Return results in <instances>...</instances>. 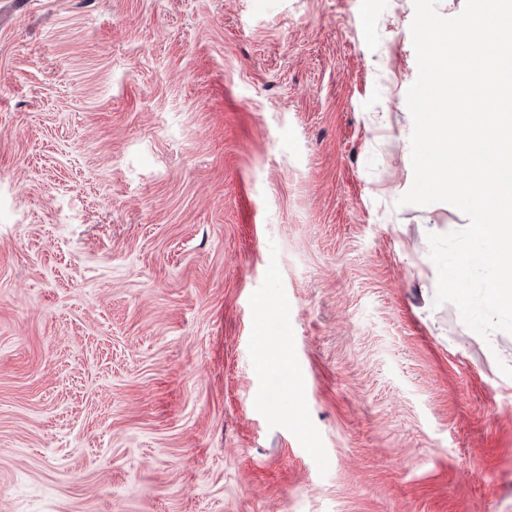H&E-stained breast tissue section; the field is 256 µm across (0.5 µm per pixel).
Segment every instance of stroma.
<instances>
[{
	"instance_id": "obj_1",
	"label": "stroma",
	"mask_w": 512,
	"mask_h": 512,
	"mask_svg": "<svg viewBox=\"0 0 512 512\" xmlns=\"http://www.w3.org/2000/svg\"><path fill=\"white\" fill-rule=\"evenodd\" d=\"M413 17L0 0L8 512H512V333L398 203Z\"/></svg>"
}]
</instances>
